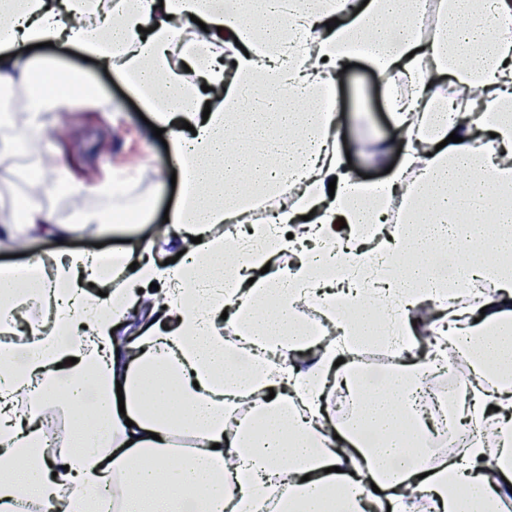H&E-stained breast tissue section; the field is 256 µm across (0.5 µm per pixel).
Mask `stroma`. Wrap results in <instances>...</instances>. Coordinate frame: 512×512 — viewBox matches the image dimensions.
<instances>
[{
  "mask_svg": "<svg viewBox=\"0 0 512 512\" xmlns=\"http://www.w3.org/2000/svg\"><path fill=\"white\" fill-rule=\"evenodd\" d=\"M70 66L91 72L101 88L98 102L78 108L71 113L67 132L40 141L28 159L30 165L45 160L64 158L67 162L64 180H77L87 184L108 178L122 177L127 181L123 189L127 206L147 203L145 213L132 222L125 233L129 250L140 252L145 243H153L158 261L169 257L162 241L166 227L163 220L168 206L174 205L178 196L171 185L172 167L168 151L161 140L150 133L148 125L138 114L140 103L122 81L113 74L97 70L93 62L71 51L66 55ZM342 107L340 141L349 151L354 168L380 181L385 177L384 165H364L356 144L357 126H365L378 136H392L393 129L386 106L384 86L374 77L365 64L350 67L338 88ZM117 202L92 194H55L40 199L41 206L50 209L57 220L69 221L70 211L76 209L111 212ZM115 246L111 236L89 228L83 235L66 239L43 238L30 240L13 248L16 263L26 262L30 256L51 259L65 249L94 250L96 244Z\"/></svg>",
  "mask_w": 512,
  "mask_h": 512,
  "instance_id": "stroma-1",
  "label": "stroma"
}]
</instances>
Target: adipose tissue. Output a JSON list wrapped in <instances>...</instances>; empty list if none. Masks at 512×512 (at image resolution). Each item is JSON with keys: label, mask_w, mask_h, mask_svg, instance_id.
Returning a JSON list of instances; mask_svg holds the SVG:
<instances>
[{"label": "adipose tissue", "mask_w": 512, "mask_h": 512, "mask_svg": "<svg viewBox=\"0 0 512 512\" xmlns=\"http://www.w3.org/2000/svg\"><path fill=\"white\" fill-rule=\"evenodd\" d=\"M45 42L115 73L167 130L180 197L166 243L180 257L64 251L53 279L35 257L0 274V305L30 309L48 287L58 310L0 360V512H109L116 477L120 512H256L269 499L274 512H419L417 491L434 512H499L512 493V0H0V87L31 88L1 155L32 149L51 113L96 91L30 53ZM359 60L400 132L362 153L369 165L398 155L379 183L339 145L337 90ZM108 221L61 223L31 204L0 226V245ZM363 251L378 278L355 268ZM153 283L150 319L132 332ZM477 284L498 298L472 303ZM312 310L332 335L308 334ZM426 329L432 355L418 360L410 339ZM376 344L404 368L373 394L349 364ZM452 349L477 375L452 415L470 439L427 471L412 400ZM339 388L359 401L344 426L329 418ZM51 411L73 437L45 439ZM178 430L199 446L176 461Z\"/></svg>", "instance_id": "ef3b65f1"}]
</instances>
